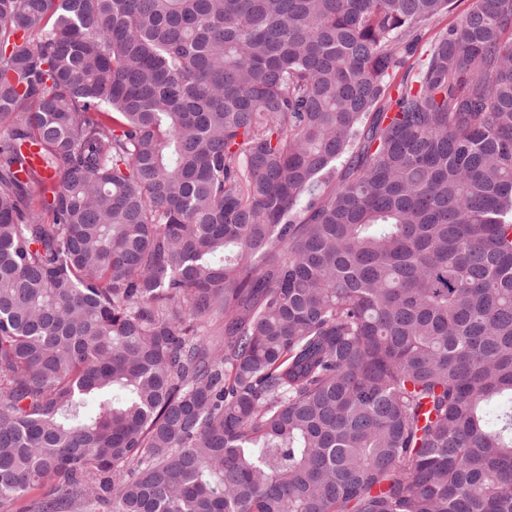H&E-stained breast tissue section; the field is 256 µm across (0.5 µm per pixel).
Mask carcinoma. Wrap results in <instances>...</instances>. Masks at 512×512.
Segmentation results:
<instances>
[{
    "mask_svg": "<svg viewBox=\"0 0 512 512\" xmlns=\"http://www.w3.org/2000/svg\"><path fill=\"white\" fill-rule=\"evenodd\" d=\"M454 2L0 0V512H512V0L419 50Z\"/></svg>",
    "mask_w": 512,
    "mask_h": 512,
    "instance_id": "cac0c4a2",
    "label": "carcinoma"
}]
</instances>
